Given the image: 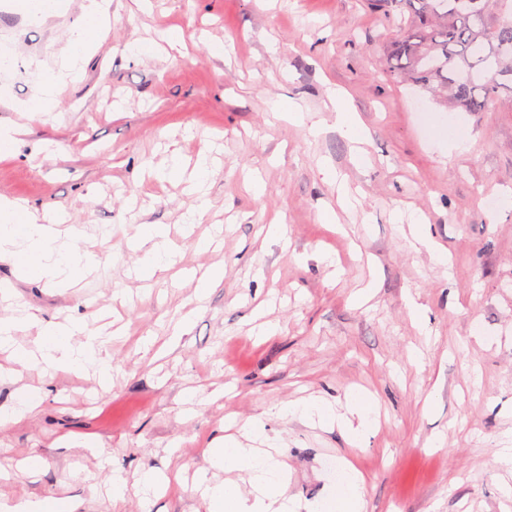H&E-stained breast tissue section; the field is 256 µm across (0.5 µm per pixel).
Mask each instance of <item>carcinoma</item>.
I'll return each mask as SVG.
<instances>
[{
	"label": "carcinoma",
	"mask_w": 512,
	"mask_h": 512,
	"mask_svg": "<svg viewBox=\"0 0 512 512\" xmlns=\"http://www.w3.org/2000/svg\"><path fill=\"white\" fill-rule=\"evenodd\" d=\"M384 15H408L391 41L388 72L448 93V107L482 112L512 82V0H370Z\"/></svg>",
	"instance_id": "cac0c4a2"
}]
</instances>
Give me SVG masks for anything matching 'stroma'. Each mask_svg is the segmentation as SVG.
<instances>
[{
  "label": "stroma",
  "instance_id": "35a3bbf8",
  "mask_svg": "<svg viewBox=\"0 0 512 512\" xmlns=\"http://www.w3.org/2000/svg\"><path fill=\"white\" fill-rule=\"evenodd\" d=\"M85 3L63 0L41 20L0 0V53L13 59L0 69V121L23 127L17 155L0 162V194L64 217L61 239L79 229L98 262L61 288L1 258L0 285L37 319L20 344L33 345L38 323L82 320L100 331L112 376L103 387L33 363L0 380V408L39 393L31 417L0 429V512L46 497L78 512H206L195 475L226 478L210 448L245 440L260 415L301 502L327 499L328 463L347 459L366 512H512V472L494 458L512 434V207L499 204L512 194V112H450L391 80L395 23L366 0H112L110 28L57 111L15 112L37 72L58 71ZM171 27L184 54L157 47ZM219 43L229 57L213 54ZM336 85L366 129L364 164L334 127ZM291 99L319 135L275 119ZM456 135L464 150L437 147ZM202 151L214 174L194 224L195 195L147 167ZM342 183L353 207L339 204ZM397 210L425 221L393 222ZM327 211L340 229L323 223ZM277 215L282 236L266 235ZM140 224L166 225L177 247L149 281L130 248ZM214 265L224 278L199 298L197 276ZM267 323L278 332L261 335ZM354 392L378 406L355 446L337 427L273 414L311 400L343 414ZM149 469L167 484L113 507L107 474L133 484Z\"/></svg>",
  "mask_w": 512,
  "mask_h": 512
}]
</instances>
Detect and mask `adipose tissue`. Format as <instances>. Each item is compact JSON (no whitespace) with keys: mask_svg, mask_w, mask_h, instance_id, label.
I'll return each instance as SVG.
<instances>
[{"mask_svg":"<svg viewBox=\"0 0 512 512\" xmlns=\"http://www.w3.org/2000/svg\"><path fill=\"white\" fill-rule=\"evenodd\" d=\"M111 0H88L80 21L71 31V53L58 74L44 75L36 83L31 97L22 104L27 116L53 111L67 83L78 80L82 63L91 52L99 32L110 23ZM139 239L148 251L139 260L137 273L150 279L166 271L172 264L174 250L163 225L144 224ZM13 258L18 272L30 280L70 283L90 270L97 262L95 255L75 244L63 245L52 224L42 222L27 204L0 195V257ZM37 349L51 367L65 369L95 368L100 385H107L111 366L102 341L80 322L48 323L42 326ZM348 415L335 413L331 405L309 402L298 407V415L313 423H337L350 442H357L359 432L353 420L368 422L374 406L363 394L351 395ZM213 466L224 470L249 473L250 489L242 491L233 482L206 486L203 498L207 512H298L296 502L286 497L284 488L287 468L272 450L244 447L233 438L216 440L210 450ZM307 512H365V486L361 475L344 465L343 473L332 496L310 503Z\"/></svg>","mask_w":512,"mask_h":512,"instance_id":"obj_1","label":"adipose tissue"}]
</instances>
